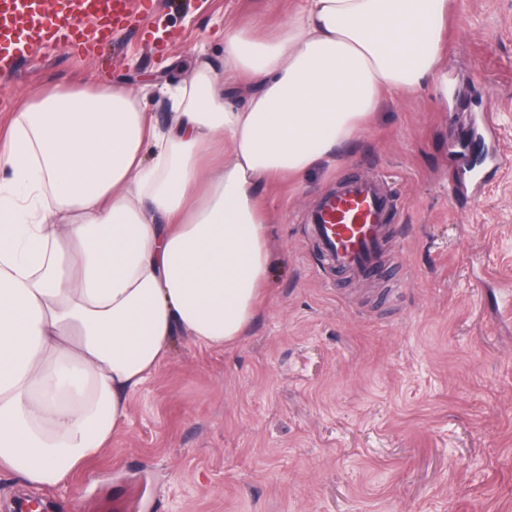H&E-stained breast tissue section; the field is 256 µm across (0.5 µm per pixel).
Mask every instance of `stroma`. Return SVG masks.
<instances>
[{
	"instance_id": "stroma-1",
	"label": "stroma",
	"mask_w": 512,
	"mask_h": 512,
	"mask_svg": "<svg viewBox=\"0 0 512 512\" xmlns=\"http://www.w3.org/2000/svg\"><path fill=\"white\" fill-rule=\"evenodd\" d=\"M96 56L66 42L0 76V126L23 94L158 90L224 25L272 31L294 0H155ZM448 94L383 100L347 161L263 188L269 291L229 350L178 337L130 399L129 425L62 485L0 473V512H512V0H452ZM398 194L384 277L327 265L303 219L337 176Z\"/></svg>"
}]
</instances>
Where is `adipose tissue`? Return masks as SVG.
Here are the masks:
<instances>
[{
    "instance_id": "1",
    "label": "adipose tissue",
    "mask_w": 512,
    "mask_h": 512,
    "mask_svg": "<svg viewBox=\"0 0 512 512\" xmlns=\"http://www.w3.org/2000/svg\"><path fill=\"white\" fill-rule=\"evenodd\" d=\"M448 0H299L165 85L25 94L0 135V471L57 486L172 341L229 348L270 278L263 186L327 163L388 97L448 89Z\"/></svg>"
}]
</instances>
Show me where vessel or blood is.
<instances>
[{"label": "vessel or blood", "mask_w": 512, "mask_h": 512, "mask_svg": "<svg viewBox=\"0 0 512 512\" xmlns=\"http://www.w3.org/2000/svg\"><path fill=\"white\" fill-rule=\"evenodd\" d=\"M131 20L129 0H0V75L16 70L22 43L45 48L63 39L90 55ZM396 210L388 180L343 179L322 197L307 223L329 265L368 277L387 261Z\"/></svg>", "instance_id": "1"}]
</instances>
